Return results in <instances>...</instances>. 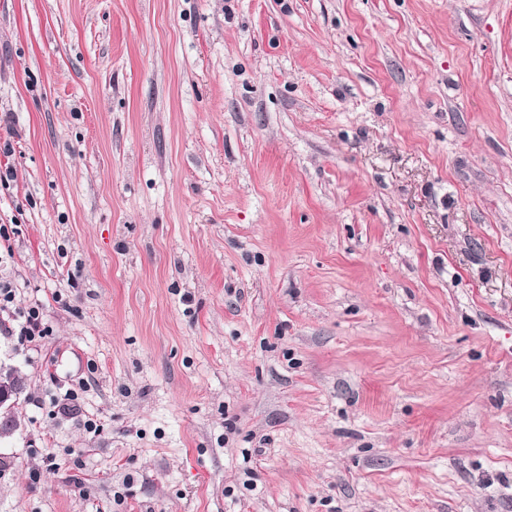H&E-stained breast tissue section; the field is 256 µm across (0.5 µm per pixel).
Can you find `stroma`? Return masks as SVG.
Listing matches in <instances>:
<instances>
[{
	"mask_svg": "<svg viewBox=\"0 0 512 512\" xmlns=\"http://www.w3.org/2000/svg\"><path fill=\"white\" fill-rule=\"evenodd\" d=\"M0 173V512H512V0H0ZM16 292L11 282L0 280V335L18 336L37 349L52 329L44 319L41 304L31 303L22 309L16 306Z\"/></svg>",
	"mask_w": 512,
	"mask_h": 512,
	"instance_id": "1",
	"label": "stroma"
}]
</instances>
